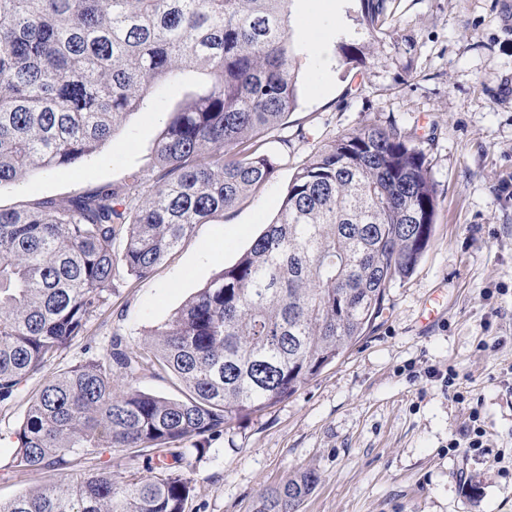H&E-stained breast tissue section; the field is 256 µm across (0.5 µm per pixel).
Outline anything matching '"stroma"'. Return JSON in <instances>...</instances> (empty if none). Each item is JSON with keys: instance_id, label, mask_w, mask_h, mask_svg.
Here are the masks:
<instances>
[{"instance_id": "obj_1", "label": "stroma", "mask_w": 512, "mask_h": 512, "mask_svg": "<svg viewBox=\"0 0 512 512\" xmlns=\"http://www.w3.org/2000/svg\"><path fill=\"white\" fill-rule=\"evenodd\" d=\"M355 7L293 0L299 100L267 146L273 176L197 225L149 276L118 269L106 313L54 364L85 360L116 333L137 345L171 319L276 219L298 166L320 145L393 122L425 150L438 215L414 272L390 288L366 335L295 394L196 438L181 465L193 488L185 512H252L263 489L300 469L320 475L301 512H512V0H392L396 35H379L351 71L338 45L354 35ZM312 23L322 31L316 42L305 35ZM201 81L192 71L162 81L96 159L1 186L0 209L151 179L170 112ZM24 411L21 400L0 409L5 501L51 477L12 468ZM474 411L488 454L449 449ZM157 461L150 448H115L80 469L145 476Z\"/></svg>"}]
</instances>
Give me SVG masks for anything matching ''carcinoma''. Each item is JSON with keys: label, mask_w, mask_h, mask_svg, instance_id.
<instances>
[{"label": "carcinoma", "mask_w": 512, "mask_h": 512, "mask_svg": "<svg viewBox=\"0 0 512 512\" xmlns=\"http://www.w3.org/2000/svg\"><path fill=\"white\" fill-rule=\"evenodd\" d=\"M292 0H0V186L97 156L162 77H208L154 147L145 196L102 186L26 210L0 209V407L103 315L116 268L142 278L199 224L273 175L266 136L298 106ZM358 39L396 33L388 0H357ZM436 187L424 150L394 123L346 132L295 172L276 220L142 343L120 336L45 378L14 431L13 467L55 471L0 512H185L174 444L218 435L296 393L385 310L433 236ZM172 371L181 396L133 385ZM104 448H155L151 476L72 477ZM310 469L266 488L254 512H299Z\"/></svg>", "instance_id": "obj_1"}]
</instances>
